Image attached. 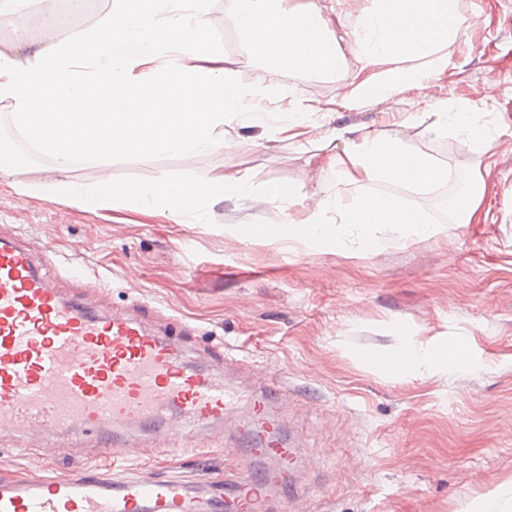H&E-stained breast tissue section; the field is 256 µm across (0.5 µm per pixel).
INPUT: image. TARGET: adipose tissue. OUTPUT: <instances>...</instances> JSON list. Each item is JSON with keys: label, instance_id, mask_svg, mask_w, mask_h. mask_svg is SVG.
Segmentation results:
<instances>
[{"label": "adipose tissue", "instance_id": "obj_1", "mask_svg": "<svg viewBox=\"0 0 512 512\" xmlns=\"http://www.w3.org/2000/svg\"><path fill=\"white\" fill-rule=\"evenodd\" d=\"M458 13L459 0H373L358 19L363 35L356 50L365 66L379 67L380 73L360 81L351 102H377L447 64L444 49L459 35L453 22ZM237 18L270 73L289 66L326 74L338 63L337 38L313 9L296 11L282 0H242ZM208 28L207 0H111L92 27L24 54L0 52V101L10 103L16 128L63 174L43 184L42 192L83 206L113 201L160 205L174 213L195 210L216 194L252 204L294 203L302 184H270L257 193L246 181L226 175L140 185L119 184L108 176L83 185L65 177L80 160L110 167L116 153L230 152L234 142L218 135L226 119L265 123V113L244 110L240 73L174 63V56L206 47ZM413 120L436 134L457 130L478 153L492 145L484 126L469 113L449 111L442 101L415 113ZM330 139L338 151L332 165L336 191L329 204L280 226L256 225L255 237L307 249L368 252L383 230L401 240L440 233L428 211L368 188L385 183L428 189L447 182V167L377 129L338 127ZM330 204L338 215L333 224L325 216ZM467 353L463 340L451 351L408 337L384 365L411 375L445 373L464 366Z\"/></svg>", "mask_w": 512, "mask_h": 512}]
</instances>
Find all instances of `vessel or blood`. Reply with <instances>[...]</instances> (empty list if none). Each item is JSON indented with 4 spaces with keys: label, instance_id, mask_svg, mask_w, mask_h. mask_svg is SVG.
Listing matches in <instances>:
<instances>
[{
    "label": "vessel or blood",
    "instance_id": "vessel-or-blood-1",
    "mask_svg": "<svg viewBox=\"0 0 512 512\" xmlns=\"http://www.w3.org/2000/svg\"><path fill=\"white\" fill-rule=\"evenodd\" d=\"M209 355L194 365L180 334L66 296L30 249L0 236V432L31 431L88 452L75 470L1 475L0 512H290L298 451L281 432L272 383L253 395L237 429L253 470L218 482L100 467L139 456L148 439L161 456H183L173 445L180 432L238 412L240 391L217 380L223 345Z\"/></svg>",
    "mask_w": 512,
    "mask_h": 512
}]
</instances>
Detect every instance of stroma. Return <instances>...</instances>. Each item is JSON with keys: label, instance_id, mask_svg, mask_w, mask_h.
<instances>
[{"label": "stroma", "instance_id": "stroma-1", "mask_svg": "<svg viewBox=\"0 0 512 512\" xmlns=\"http://www.w3.org/2000/svg\"><path fill=\"white\" fill-rule=\"evenodd\" d=\"M236 7L235 0H208L211 44L224 72H242L246 104L268 112L269 125L226 121L224 139L238 144L229 154L114 156L112 178L143 184L232 174L256 192L305 181L293 208L275 202L255 209L220 194L174 216L158 205L88 208L51 199L36 187L57 179L52 159L27 153L15 138L13 149L28 156L23 179L33 189L20 192L0 174V234L19 238L38 257L44 244L56 246L47 272L65 294L93 304L96 290L85 282L94 277L110 289L114 311L143 306L152 325L172 317L188 323L197 355L223 344L232 357L225 384L250 391L283 381L288 395L277 409L300 448V512H464L512 479V0H460L461 35L445 49V68L362 106L344 100L374 74L353 43H342L335 76L289 69L272 82L263 60L241 65L250 47L235 23ZM12 9L0 49L24 52L40 20L24 0ZM490 74L493 97L474 104L473 87ZM309 93L308 122L288 137L281 128ZM439 100L486 127L493 139L487 154L473 152L457 132L435 135L409 123ZM339 125L405 133L410 148L452 176L477 181L480 200L469 222L451 223L447 206L437 203L453 195L452 184L428 194L376 184L373 192L429 210L447 239L402 242L388 234L377 250L357 254L236 238L240 225L282 224L289 212L306 213L330 198L335 149L327 138ZM406 335L425 345L466 339L469 364L416 377L370 364L371 354L394 355ZM236 424L231 418L206 436L178 438L188 454L173 462L148 447L134 463L116 459L112 467L223 479L249 464L235 442ZM28 444L22 434L0 437V475L45 469Z\"/></svg>", "mask_w": 512, "mask_h": 512}]
</instances>
